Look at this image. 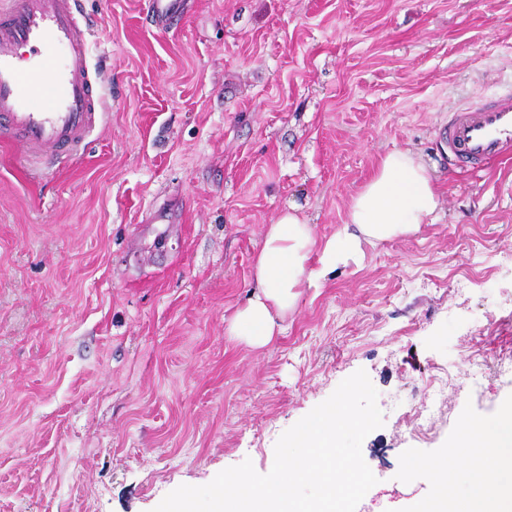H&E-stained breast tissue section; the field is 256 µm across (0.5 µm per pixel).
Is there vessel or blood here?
Returning <instances> with one entry per match:
<instances>
[{
    "label": "vessel or blood",
    "instance_id": "b4317fda",
    "mask_svg": "<svg viewBox=\"0 0 512 512\" xmlns=\"http://www.w3.org/2000/svg\"><path fill=\"white\" fill-rule=\"evenodd\" d=\"M157 26L184 0H149ZM80 0H0V143L45 168L85 151L104 102L92 73ZM452 168L481 172L512 157V90L454 107L440 134Z\"/></svg>",
    "mask_w": 512,
    "mask_h": 512
}]
</instances>
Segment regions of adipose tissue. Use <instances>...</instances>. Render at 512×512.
I'll return each instance as SVG.
<instances>
[{
  "mask_svg": "<svg viewBox=\"0 0 512 512\" xmlns=\"http://www.w3.org/2000/svg\"><path fill=\"white\" fill-rule=\"evenodd\" d=\"M442 191L427 164L408 149L381 156L369 178L350 197L344 227L317 239L296 208L267 225L253 260L255 291L232 317L228 332L252 348L271 345L283 331L304 289L321 287L338 266L362 262L364 245L406 237L434 223ZM462 435L430 466L438 488L422 512H512V406L474 422L463 420ZM465 461L472 486L468 498L448 488V459Z\"/></svg>",
  "mask_w": 512,
  "mask_h": 512,
  "instance_id": "adipose-tissue-1",
  "label": "adipose tissue"
}]
</instances>
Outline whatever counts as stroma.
Masks as SVG:
<instances>
[{"mask_svg": "<svg viewBox=\"0 0 512 512\" xmlns=\"http://www.w3.org/2000/svg\"><path fill=\"white\" fill-rule=\"evenodd\" d=\"M189 7L161 30L148 0H84L103 123L54 170L0 147V512H153L244 460L267 473L360 369L384 424L356 512H419L421 461L512 404V376L473 394L463 372L512 353V160L460 173L438 142L454 106L512 84V0ZM396 148L437 177L436 222L306 289L270 347L229 336L266 225L294 206L333 235ZM444 374L446 375V377L439 376L435 378V382L441 385L435 388V397L430 402V404L423 405L422 407L414 411L413 417L416 421V425L418 428H422L425 425L431 424L434 421L436 412L440 410V407H437V401L440 402L439 396L442 393V390L444 389L443 386H448V373H445L444 371Z\"/></svg>", "mask_w": 512, "mask_h": 512, "instance_id": "35a3bbf8", "label": "stroma"}]
</instances>
